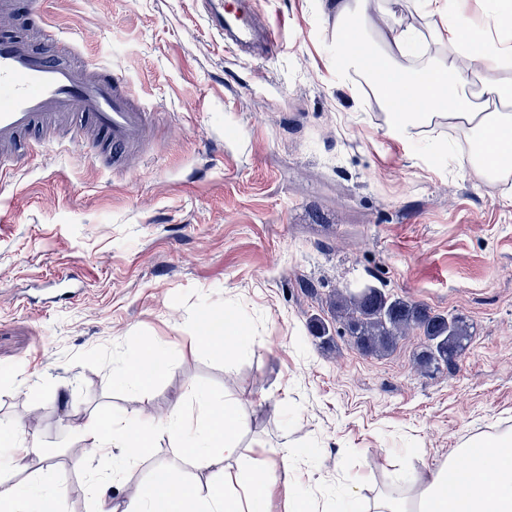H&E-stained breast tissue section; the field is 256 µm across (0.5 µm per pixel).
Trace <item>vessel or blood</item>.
<instances>
[{
	"label": "vessel or blood",
	"instance_id": "obj_1",
	"mask_svg": "<svg viewBox=\"0 0 512 512\" xmlns=\"http://www.w3.org/2000/svg\"><path fill=\"white\" fill-rule=\"evenodd\" d=\"M212 22L224 35L227 52H248L253 42L276 45L270 25H256L251 11L213 0ZM74 42L52 38L36 50L12 32L0 30V168H21L30 145L25 136L47 127L69 141L81 138L87 120L120 156L148 140L152 109L131 96L124 76L93 64L87 69L63 62Z\"/></svg>",
	"mask_w": 512,
	"mask_h": 512
}]
</instances>
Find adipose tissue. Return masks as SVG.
Returning <instances> with one entry per match:
<instances>
[{
  "mask_svg": "<svg viewBox=\"0 0 512 512\" xmlns=\"http://www.w3.org/2000/svg\"><path fill=\"white\" fill-rule=\"evenodd\" d=\"M398 2L336 0L335 7L336 41L342 50L360 40L369 12L386 21L380 35L381 97L412 92L427 102L421 112L389 113V134L409 139L445 121L472 147L462 164L483 175H512V169L500 164L501 159L512 160V80L502 75L512 63V47L478 40L462 16L425 32L403 25L395 13ZM438 43L446 44V55H434L431 47ZM163 370L161 351L148 346L124 360L115 374L120 384L143 391ZM200 403L195 418L182 406L173 407L164 428L178 442L182 456L206 473V481L186 480L180 468L164 465L156 467L154 480L131 495L123 492L127 474L153 456L155 424L127 415H90L79 439L112 460L111 466L91 471L92 498L110 501L109 512H267L271 489L293 479V449H270L266 476L257 478L243 469L245 450L239 435L246 422L234 400L216 405L204 397ZM484 446L485 453L478 455L473 445L463 444L462 462H449L429 477L404 476L401 493L377 495L367 512H512V436L489 438ZM0 447L7 449L10 466L19 470L48 460L42 441L18 423L0 430ZM459 471L468 490L454 496L446 486L449 476ZM0 512H68L66 490L40 479L24 485L0 483Z\"/></svg>",
  "mask_w": 512,
  "mask_h": 512,
  "instance_id": "ef3b65f1",
  "label": "adipose tissue"
}]
</instances>
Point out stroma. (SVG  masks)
Listing matches in <instances>:
<instances>
[{"instance_id": "obj_1", "label": "stroma", "mask_w": 512, "mask_h": 512, "mask_svg": "<svg viewBox=\"0 0 512 512\" xmlns=\"http://www.w3.org/2000/svg\"><path fill=\"white\" fill-rule=\"evenodd\" d=\"M255 6L281 40L267 61L225 52L200 0H45L39 21L16 0L18 34L50 26L153 109L137 165L47 137L0 173V424L35 420L69 512H98L87 474L100 463L70 428L92 412L195 415L200 392L236 402L257 467L295 446L293 489L317 512L350 480L362 491L347 510L362 512L404 473L512 433V180L463 170L447 126L388 134L371 87L336 75L331 0ZM365 283L464 318V355L419 369L416 332L360 353L330 301ZM224 312L240 339L200 346L202 318ZM150 344L163 377L116 386L113 363ZM161 465L199 476L162 433L126 491Z\"/></svg>"}]
</instances>
